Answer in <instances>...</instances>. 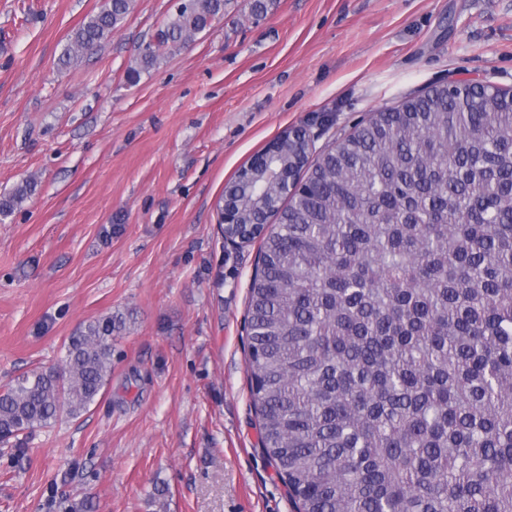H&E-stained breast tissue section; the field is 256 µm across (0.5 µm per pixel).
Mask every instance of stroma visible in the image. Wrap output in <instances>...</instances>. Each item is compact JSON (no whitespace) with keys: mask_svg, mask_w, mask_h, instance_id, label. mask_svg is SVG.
<instances>
[{"mask_svg":"<svg viewBox=\"0 0 512 512\" xmlns=\"http://www.w3.org/2000/svg\"><path fill=\"white\" fill-rule=\"evenodd\" d=\"M177 2L134 0L63 67L102 0H0V195L35 184L0 216V386L125 321L89 411L0 440V512H294L258 443L259 244H225V184L290 128L319 152L430 86L512 88V0H277L260 21L232 0L130 82ZM133 0H106L101 9L74 32L64 48L59 63L67 66L71 60L86 51L93 50L112 33L130 13Z\"/></svg>","mask_w":512,"mask_h":512,"instance_id":"35a3bbf8","label":"stroma"}]
</instances>
